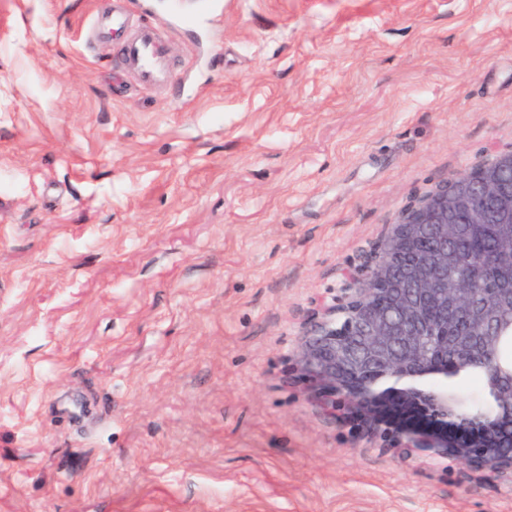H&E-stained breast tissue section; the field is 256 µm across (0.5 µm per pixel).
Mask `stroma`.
Returning <instances> with one entry per match:
<instances>
[{
    "label": "stroma",
    "instance_id": "35a3bbf8",
    "mask_svg": "<svg viewBox=\"0 0 512 512\" xmlns=\"http://www.w3.org/2000/svg\"><path fill=\"white\" fill-rule=\"evenodd\" d=\"M0 0V512H512L305 374L400 210L512 152V0ZM90 26L97 29L112 27L123 66L133 71L143 86L153 87L169 77L170 48L159 36L152 20L139 18L133 25L126 14L113 13L111 19L94 16Z\"/></svg>",
    "mask_w": 512,
    "mask_h": 512
}]
</instances>
